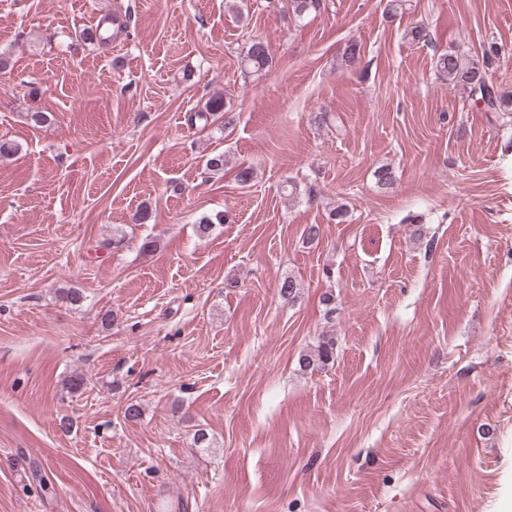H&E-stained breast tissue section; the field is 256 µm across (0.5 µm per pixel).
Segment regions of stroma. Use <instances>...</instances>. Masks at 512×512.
Returning <instances> with one entry per match:
<instances>
[{"mask_svg": "<svg viewBox=\"0 0 512 512\" xmlns=\"http://www.w3.org/2000/svg\"><path fill=\"white\" fill-rule=\"evenodd\" d=\"M385 4L0 0V512H512V112L433 69L497 49L511 100L512 0ZM214 95L228 129L190 120ZM242 62L247 73L266 74L273 63L268 44L260 39L253 40L243 55ZM336 341L333 337L322 338L312 352L301 354L298 363L303 371H313L325 367L333 358Z\"/></svg>", "mask_w": 512, "mask_h": 512, "instance_id": "35a3bbf8", "label": "stroma"}]
</instances>
